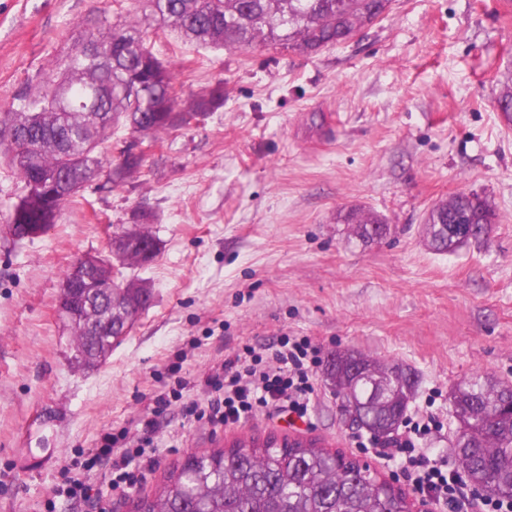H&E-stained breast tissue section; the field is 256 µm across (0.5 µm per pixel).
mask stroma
<instances>
[{"label": "stroma", "mask_w": 512, "mask_h": 512, "mask_svg": "<svg viewBox=\"0 0 512 512\" xmlns=\"http://www.w3.org/2000/svg\"><path fill=\"white\" fill-rule=\"evenodd\" d=\"M140 0H0V112L44 85L85 20L119 23ZM152 49L182 97L224 85V105L164 134L142 175L92 186L33 239L8 226L24 184L0 163V512H91L54 498L102 435L141 431L180 366L193 395L211 368L251 345L272 353L305 336L320 359L359 350L410 367L414 406L444 424L426 447L451 468L450 392L475 374L512 384V127L496 100L512 76V0H392L348 43L303 55L281 48H202L169 33ZM466 191L498 220L453 253L430 246L425 217ZM379 214L363 242L348 210ZM151 215L155 260L124 266L151 306L95 367L74 360L58 313L67 268ZM319 440L356 453L323 374L309 422L270 407L229 427L175 414L154 435L156 465L112 512L154 493L186 456L242 436Z\"/></svg>", "instance_id": "35a3bbf8"}]
</instances>
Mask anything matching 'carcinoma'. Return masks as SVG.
<instances>
[{
	"mask_svg": "<svg viewBox=\"0 0 512 512\" xmlns=\"http://www.w3.org/2000/svg\"><path fill=\"white\" fill-rule=\"evenodd\" d=\"M159 16L156 31L171 28L189 41L214 48L248 51L257 46L315 54L346 43L383 15L391 0H146ZM224 105V86L184 101L172 71L147 45L136 15L117 25L85 30L64 67L46 85L20 96L0 113V159L24 183L14 205L13 224L43 225L48 230L61 211L77 202L92 182L113 187L142 173L145 155L134 143L154 147L161 136L184 127ZM124 124L136 141L117 148L119 162L106 168L112 127ZM478 228L494 224L488 199L458 192L433 206L428 224L457 218ZM345 222L367 240L375 213L354 210ZM41 230V231H43ZM36 231V234H41ZM134 238L155 244L147 231L124 233L112 248L127 265L143 264ZM146 286L129 282L115 295L136 320L149 307ZM72 327L75 359L83 361L89 326L102 311L82 309ZM327 384L344 401V413L369 429L399 428L412 402L416 381L410 368L354 350L328 359ZM458 422L455 447L467 477L485 494L512 499V385L482 375L458 384L451 393ZM386 480L370 465L316 440H238L228 448L191 455L173 467L160 489L134 499L132 512H411L406 492L383 490Z\"/></svg>",
	"mask_w": 512,
	"mask_h": 512,
	"instance_id": "cac0c4a2",
	"label": "carcinoma"
}]
</instances>
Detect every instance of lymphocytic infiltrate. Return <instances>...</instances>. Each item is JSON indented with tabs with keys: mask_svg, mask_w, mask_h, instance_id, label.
Returning a JSON list of instances; mask_svg holds the SVG:
<instances>
[{
	"mask_svg": "<svg viewBox=\"0 0 512 512\" xmlns=\"http://www.w3.org/2000/svg\"><path fill=\"white\" fill-rule=\"evenodd\" d=\"M319 363L318 350L308 337L288 336L271 359H264L252 346L226 359L218 373L206 378L203 396H186V378L175 376L168 390L156 397L141 435L126 430L105 433L100 447L89 449L83 476L71 479L64 495L77 505L93 502L96 512H112L111 498L92 496L91 478H100L111 490L137 487L157 462L152 434L163 415L176 413L218 427L238 423L257 409L284 403L297 418H307ZM403 427L399 437L379 447H371L366 440L358 446L372 450L384 465L399 471L422 500L445 506L448 512H512V500L475 499L465 475L444 469L431 450L423 447L427 436L442 430L438 419L417 411L407 416Z\"/></svg>",
	"mask_w": 512,
	"mask_h": 512,
	"instance_id": "f902f5d3",
	"label": "lymphocytic infiltrate"
}]
</instances>
